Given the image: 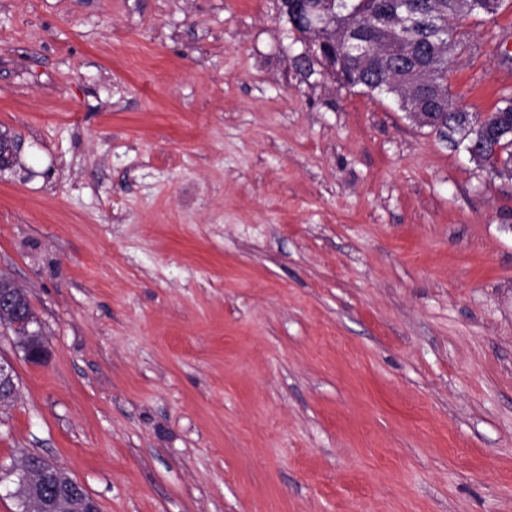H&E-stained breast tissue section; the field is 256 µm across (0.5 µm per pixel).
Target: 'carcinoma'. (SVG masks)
<instances>
[{"mask_svg":"<svg viewBox=\"0 0 512 512\" xmlns=\"http://www.w3.org/2000/svg\"><path fill=\"white\" fill-rule=\"evenodd\" d=\"M336 28L346 27L360 46L363 56L351 46H340L349 70L347 87L361 86L371 92L389 93L387 84L397 59L418 60L429 65L434 82L448 84L451 54L457 49L463 21L472 16H496L503 0H324ZM409 16L404 39L383 51L388 42V28ZM462 144H476L477 163L490 171L512 178V92L502 93L500 105L485 114L468 112L463 119L448 115ZM53 479L28 483L14 473L0 479L12 481L20 512L26 506L33 512H78L85 508L89 495L75 486L64 470L52 471Z\"/></svg>","mask_w":512,"mask_h":512,"instance_id":"cac0c4a2","label":"carcinoma"}]
</instances>
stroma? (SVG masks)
Masks as SVG:
<instances>
[{
	"label": "stroma",
	"mask_w": 512,
	"mask_h": 512,
	"mask_svg": "<svg viewBox=\"0 0 512 512\" xmlns=\"http://www.w3.org/2000/svg\"><path fill=\"white\" fill-rule=\"evenodd\" d=\"M454 102L512 91V0ZM280 0H0V470L100 512H512V179L314 62Z\"/></svg>",
	"instance_id": "stroma-1"
}]
</instances>
